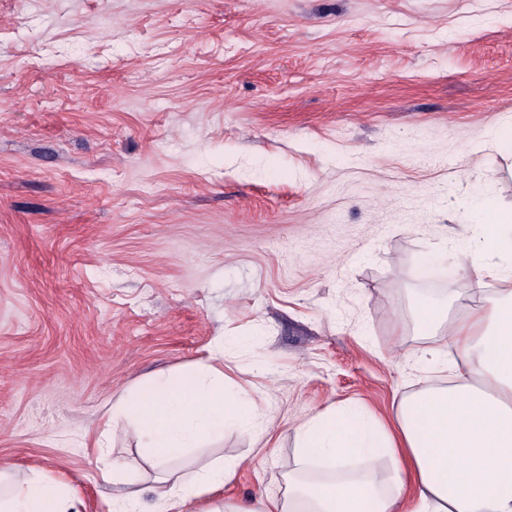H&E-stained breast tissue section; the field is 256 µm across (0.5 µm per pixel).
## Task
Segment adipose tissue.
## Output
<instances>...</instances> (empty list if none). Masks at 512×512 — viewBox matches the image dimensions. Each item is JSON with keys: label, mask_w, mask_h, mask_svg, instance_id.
Here are the masks:
<instances>
[{"label": "adipose tissue", "mask_w": 512, "mask_h": 512, "mask_svg": "<svg viewBox=\"0 0 512 512\" xmlns=\"http://www.w3.org/2000/svg\"><path fill=\"white\" fill-rule=\"evenodd\" d=\"M476 284L504 287L478 307L424 300L420 330L434 340L415 358L448 382L404 398L395 429L359 405L322 411L297 428L299 461L321 471L289 475L281 498L261 512H512V209L488 206L484 229L463 262ZM260 419L246 400L224 387L207 361L181 374L149 380L113 405L108 425H133L156 465L224 433L227 421ZM388 456L392 483L375 471L339 476L349 459ZM236 463L217 462L193 479H171L158 512H189L230 483ZM66 485L45 479L12 481L0 471V512H71Z\"/></svg>", "instance_id": "1"}]
</instances>
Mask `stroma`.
I'll use <instances>...</instances> for the list:
<instances>
[{
  "instance_id": "1",
  "label": "stroma",
  "mask_w": 512,
  "mask_h": 512,
  "mask_svg": "<svg viewBox=\"0 0 512 512\" xmlns=\"http://www.w3.org/2000/svg\"><path fill=\"white\" fill-rule=\"evenodd\" d=\"M491 190L512 207V0H0V465L106 512L141 383L224 336L263 426L169 470L243 465L281 495L295 427L356 403L392 424L437 383L409 356Z\"/></svg>"
}]
</instances>
